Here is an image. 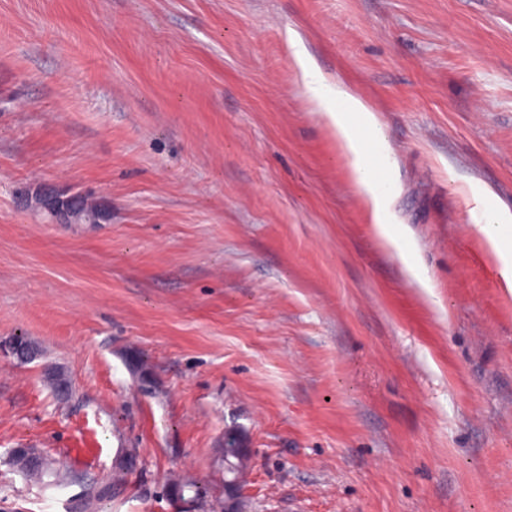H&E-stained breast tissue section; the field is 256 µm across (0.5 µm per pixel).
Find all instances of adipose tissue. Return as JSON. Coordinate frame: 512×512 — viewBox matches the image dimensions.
Masks as SVG:
<instances>
[{
  "label": "adipose tissue",
  "mask_w": 512,
  "mask_h": 512,
  "mask_svg": "<svg viewBox=\"0 0 512 512\" xmlns=\"http://www.w3.org/2000/svg\"><path fill=\"white\" fill-rule=\"evenodd\" d=\"M290 47L304 86L321 116L335 130L357 183L373 203L380 236L397 248L409 274L415 280H423L424 275L413 264L409 250L403 248L400 240L390 233L384 187L391 164L389 149L382 139L374 112L343 85L330 83L313 64L300 41L291 40ZM478 229L497 251L505 276L511 279L512 237L507 235L506 226L492 203H485Z\"/></svg>",
  "instance_id": "obj_1"
}]
</instances>
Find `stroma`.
<instances>
[{"instance_id": "1", "label": "stroma", "mask_w": 512, "mask_h": 512, "mask_svg": "<svg viewBox=\"0 0 512 512\" xmlns=\"http://www.w3.org/2000/svg\"><path fill=\"white\" fill-rule=\"evenodd\" d=\"M293 37L376 115L429 288ZM40 188L102 216L55 222ZM486 195L512 225V0H0V345L40 353L0 354V512H76L110 475L95 512H224L229 429L243 512H512ZM112 496V479L103 477L99 481L87 485L83 494L81 508H93L94 502Z\"/></svg>"}]
</instances>
